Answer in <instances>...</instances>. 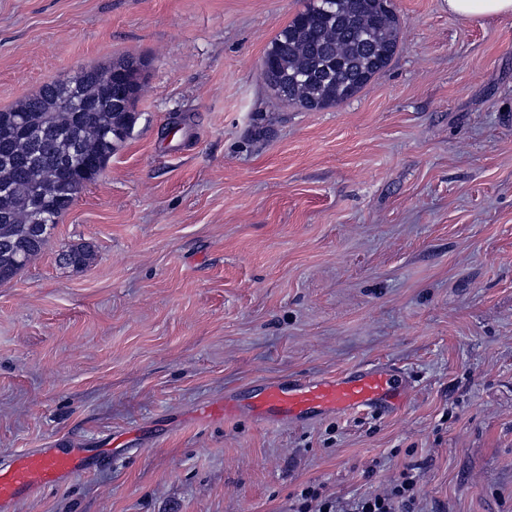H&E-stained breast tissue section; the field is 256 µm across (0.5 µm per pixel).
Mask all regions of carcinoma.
<instances>
[{
	"instance_id": "1",
	"label": "carcinoma",
	"mask_w": 512,
	"mask_h": 512,
	"mask_svg": "<svg viewBox=\"0 0 512 512\" xmlns=\"http://www.w3.org/2000/svg\"><path fill=\"white\" fill-rule=\"evenodd\" d=\"M377 2L307 0L264 55L274 97L305 110L355 97L398 46V15ZM145 68L129 57L81 67L0 110V282L44 249L76 186L96 181L128 137ZM62 259L80 270L91 254L72 246Z\"/></svg>"
}]
</instances>
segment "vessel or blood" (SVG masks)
Here are the masks:
<instances>
[{
	"mask_svg": "<svg viewBox=\"0 0 512 512\" xmlns=\"http://www.w3.org/2000/svg\"><path fill=\"white\" fill-rule=\"evenodd\" d=\"M408 399L399 372L378 363L323 378L269 382L249 397L225 395L217 412H246L259 421H295L330 413L399 412ZM96 457L86 448H36L0 468V512H11L16 501L31 497L89 470Z\"/></svg>",
	"mask_w": 512,
	"mask_h": 512,
	"instance_id": "1",
	"label": "vessel or blood"
}]
</instances>
